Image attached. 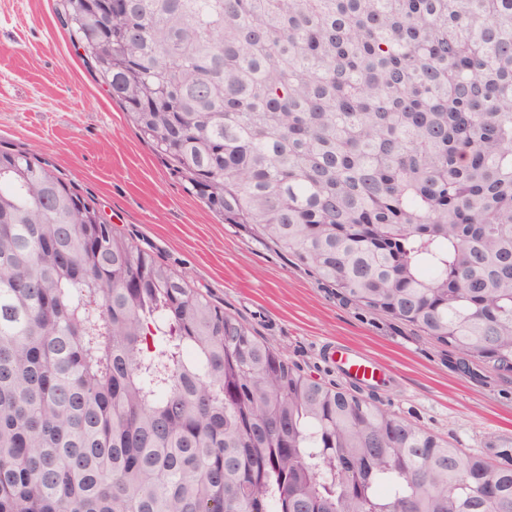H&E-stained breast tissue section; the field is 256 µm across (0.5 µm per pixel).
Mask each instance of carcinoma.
Listing matches in <instances>:
<instances>
[{
	"instance_id": "cac0c4a2",
	"label": "carcinoma",
	"mask_w": 512,
	"mask_h": 512,
	"mask_svg": "<svg viewBox=\"0 0 512 512\" xmlns=\"http://www.w3.org/2000/svg\"><path fill=\"white\" fill-rule=\"evenodd\" d=\"M186 189L347 301L512 375V0H56ZM0 149V512H512Z\"/></svg>"
}]
</instances>
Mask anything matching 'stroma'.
Returning <instances> with one entry per match:
<instances>
[{
	"label": "stroma",
	"instance_id": "35a3bbf8",
	"mask_svg": "<svg viewBox=\"0 0 512 512\" xmlns=\"http://www.w3.org/2000/svg\"><path fill=\"white\" fill-rule=\"evenodd\" d=\"M0 148L34 151L108 222L188 285L331 388L336 342L389 370L376 396L391 414L467 453L512 436V376L458 369L446 346L343 302L251 224H228L143 141L84 65L55 0H0Z\"/></svg>",
	"mask_w": 512,
	"mask_h": 512
}]
</instances>
